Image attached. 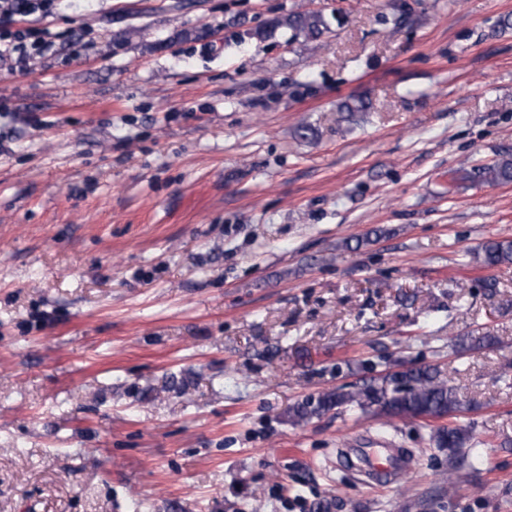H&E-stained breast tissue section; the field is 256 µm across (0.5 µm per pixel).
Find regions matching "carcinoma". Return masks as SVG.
I'll return each instance as SVG.
<instances>
[{
	"instance_id": "obj_1",
	"label": "carcinoma",
	"mask_w": 512,
	"mask_h": 512,
	"mask_svg": "<svg viewBox=\"0 0 512 512\" xmlns=\"http://www.w3.org/2000/svg\"><path fill=\"white\" fill-rule=\"evenodd\" d=\"M310 42L319 41L330 32L326 16L320 11H298L277 21ZM462 180H479L488 184L512 182V153L504 152L491 165L474 168L461 174ZM476 261L484 267L512 265V240H493L483 244L476 254ZM494 338L473 331L457 339L456 346L462 351L490 346ZM351 408L363 413L373 412L391 420L422 418L437 420L461 410L463 401L448 386L443 372L435 366L410 367L366 379L359 386H341L308 397L289 410L294 423L308 421L333 409ZM432 440L436 447L448 451V460L462 461V449L470 447L471 436L460 427L439 426L433 430Z\"/></svg>"
}]
</instances>
